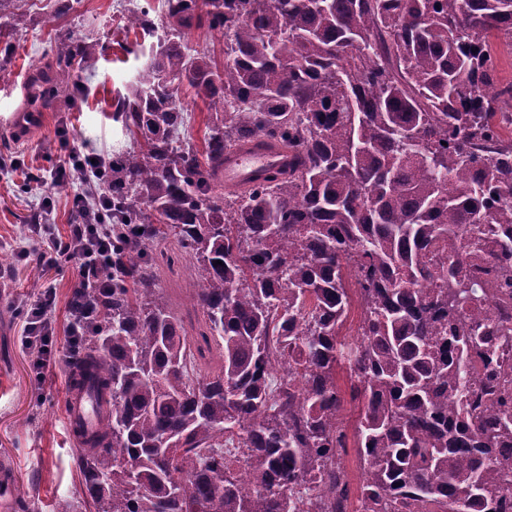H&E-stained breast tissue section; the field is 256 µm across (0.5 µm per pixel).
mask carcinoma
Returning a JSON list of instances; mask_svg holds the SVG:
<instances>
[{
    "label": "carcinoma",
    "mask_w": 512,
    "mask_h": 512,
    "mask_svg": "<svg viewBox=\"0 0 512 512\" xmlns=\"http://www.w3.org/2000/svg\"><path fill=\"white\" fill-rule=\"evenodd\" d=\"M164 7L136 16L162 35L115 112L136 146L96 181L129 277L105 269L112 287L72 302L75 374L105 395L79 459L85 506L343 512L346 360L363 512H512L494 342L512 328L484 309L512 296V84L489 48L512 39V0ZM204 24L224 33L221 62L188 46ZM103 51L59 33L24 111L81 93ZM182 86L210 110L201 153L177 144ZM255 138L288 148V170L224 192V154ZM169 237L196 261L194 336L157 287ZM337 371V384L343 402V407L340 412V422L342 426L350 432L353 431L358 416V409L356 403L351 400L350 396L352 381L344 370L337 369Z\"/></svg>",
    "instance_id": "carcinoma-1"
}]
</instances>
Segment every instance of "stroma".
<instances>
[{
    "mask_svg": "<svg viewBox=\"0 0 512 512\" xmlns=\"http://www.w3.org/2000/svg\"><path fill=\"white\" fill-rule=\"evenodd\" d=\"M56 0H11L0 11V46L11 47V77L0 86V471L11 474L29 504V512H58L60 505H83L85 495L77 459L81 453L70 433L64 399L71 379L66 327L69 298L78 282L74 262L58 256L54 266L39 264L42 250L31 220L53 202L48 221L57 236L71 222V188L50 185L51 173L71 149L104 158L132 144L113 118L149 59L152 37L127 17L157 0H76L65 19L55 16ZM89 42L106 44L95 68L81 78V101L60 99L43 112L38 127L21 135L3 118L27 102L32 70L44 64L45 51L58 29ZM156 251L173 255L172 266H160L158 283L172 298L187 300L194 265L180 254L174 239L158 241ZM56 293L49 311L56 324L53 352L44 373H37L23 344L27 305L46 290Z\"/></svg>",
    "mask_w": 512,
    "mask_h": 512,
    "instance_id": "1",
    "label": "stroma"
}]
</instances>
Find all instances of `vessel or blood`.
<instances>
[{
    "label": "vessel or blood",
    "instance_id": "vessel-or-blood-1",
    "mask_svg": "<svg viewBox=\"0 0 512 512\" xmlns=\"http://www.w3.org/2000/svg\"><path fill=\"white\" fill-rule=\"evenodd\" d=\"M288 164L287 150L266 140L256 139L246 143L224 158L218 181L227 187L244 188L257 184L272 166ZM98 396L89 385L69 387L65 398L66 418L70 427L92 432L97 430L95 407Z\"/></svg>",
    "mask_w": 512,
    "mask_h": 512
}]
</instances>
